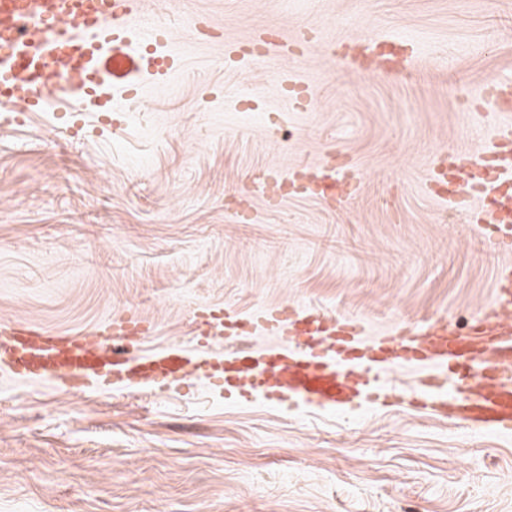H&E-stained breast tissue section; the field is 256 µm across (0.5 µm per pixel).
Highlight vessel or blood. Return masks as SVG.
Returning a JSON list of instances; mask_svg holds the SVG:
<instances>
[{"label": "vessel or blood", "mask_w": 512, "mask_h": 512, "mask_svg": "<svg viewBox=\"0 0 512 512\" xmlns=\"http://www.w3.org/2000/svg\"><path fill=\"white\" fill-rule=\"evenodd\" d=\"M167 27L153 23L142 0H0V128L21 125L49 106L74 118L71 135L84 128V115L120 127L117 100L134 101L143 82L162 84L180 66L167 48ZM294 40L263 34L225 44L227 60L262 54L288 55ZM381 67L400 70L401 40L377 42ZM489 103L508 111L497 144L476 161L492 172L473 180L463 173L465 153L432 170L430 183L455 196L481 201L475 229L500 251L512 252V85L486 93ZM350 159L331 155L314 178L323 203H345L324 190ZM512 264L496 273L489 303L474 314L467 333L447 318L427 319L385 334L370 331L359 318L311 312L300 306H270L239 317L228 309L202 312L193 347L166 346L131 354V339L145 340L151 327L138 315L119 316L77 334L32 323L0 325V375L37 383L52 381L67 393L109 391L139 382L153 388H178L186 365L225 399L264 401L297 412L353 411L388 404L398 390L383 378L395 367L416 376L412 405L430 415L456 409L478 428L512 432Z\"/></svg>", "instance_id": "vessel-or-blood-1"}]
</instances>
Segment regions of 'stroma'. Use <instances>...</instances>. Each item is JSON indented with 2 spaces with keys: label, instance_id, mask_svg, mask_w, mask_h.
Wrapping results in <instances>:
<instances>
[{
  "label": "stroma",
  "instance_id": "1",
  "mask_svg": "<svg viewBox=\"0 0 512 512\" xmlns=\"http://www.w3.org/2000/svg\"><path fill=\"white\" fill-rule=\"evenodd\" d=\"M225 42L307 28L297 55L236 66ZM166 21L181 67L170 92L96 137L55 113L0 130V321L80 331L123 312L146 346L188 343L193 313L278 304L362 318L381 332L434 315L465 324L506 261L473 209L425 191L430 164L480 154L501 117L485 91L512 79V0H180ZM404 39L397 75L341 59L347 40ZM312 91L299 111L281 85ZM349 155L336 208L249 187ZM290 413L224 400L191 380L67 394L0 379V512H512V433L409 405Z\"/></svg>",
  "mask_w": 512,
  "mask_h": 512
}]
</instances>
